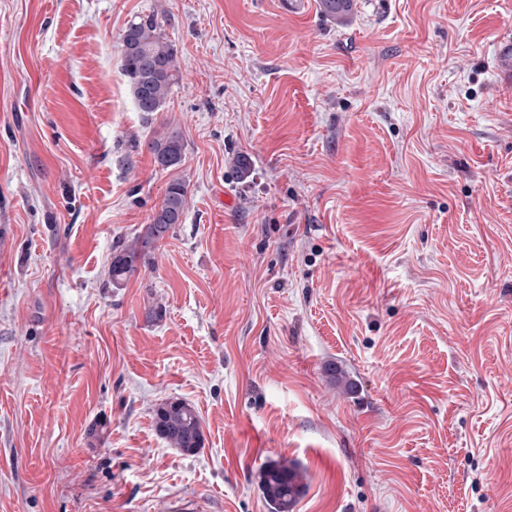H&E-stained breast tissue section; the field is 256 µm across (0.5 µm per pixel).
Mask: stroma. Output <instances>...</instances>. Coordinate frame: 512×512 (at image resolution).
I'll list each match as a JSON object with an SVG mask.
<instances>
[{"instance_id": "stroma-1", "label": "stroma", "mask_w": 512, "mask_h": 512, "mask_svg": "<svg viewBox=\"0 0 512 512\" xmlns=\"http://www.w3.org/2000/svg\"><path fill=\"white\" fill-rule=\"evenodd\" d=\"M148 15L180 75L150 121L118 51ZM509 33L512 0H0V512H270L271 459L294 512H512ZM184 140L179 127L167 126L148 142L154 164L163 171L179 166L184 156ZM187 204V186L180 179L172 180L160 207L150 216L149 224L134 244L120 249L112 259L109 270L113 287H120L131 277L140 261L149 260L158 244L163 241L175 224L183 223ZM155 428L169 446L183 453H194L203 447L199 414L186 401H165L154 410ZM303 480L304 472L295 462L267 461L260 470L259 484L270 512H293Z\"/></svg>"}]
</instances>
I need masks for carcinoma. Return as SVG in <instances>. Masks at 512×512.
<instances>
[{
	"instance_id": "obj_1",
	"label": "carcinoma",
	"mask_w": 512,
	"mask_h": 512,
	"mask_svg": "<svg viewBox=\"0 0 512 512\" xmlns=\"http://www.w3.org/2000/svg\"><path fill=\"white\" fill-rule=\"evenodd\" d=\"M351 0H318L320 13L332 20L349 6ZM152 17L131 22L119 38L121 72L137 111L152 119L163 110L173 87L179 83L174 49L158 31ZM156 167L168 171L179 166L184 156L181 129L167 126L148 142ZM187 204V186L172 180L160 207L150 216L134 244L120 249L112 259L110 281L115 288L131 277L141 261L150 259L175 225L183 223ZM155 428L169 446L194 453L203 447V433L195 407L182 401H165L154 410ZM304 472L294 462L269 460L261 468L259 484L270 512H294L302 491Z\"/></svg>"
}]
</instances>
